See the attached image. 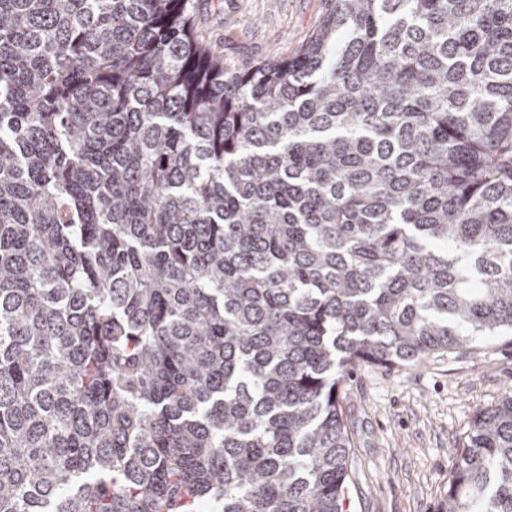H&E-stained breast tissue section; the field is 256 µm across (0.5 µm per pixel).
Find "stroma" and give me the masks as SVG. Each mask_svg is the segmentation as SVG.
I'll use <instances>...</instances> for the list:
<instances>
[{
	"mask_svg": "<svg viewBox=\"0 0 512 512\" xmlns=\"http://www.w3.org/2000/svg\"><path fill=\"white\" fill-rule=\"evenodd\" d=\"M334 0H194L193 28L225 67L280 60ZM512 392V332L415 364L360 361L338 391L352 442L347 512H435L478 412Z\"/></svg>",
	"mask_w": 512,
	"mask_h": 512,
	"instance_id": "1",
	"label": "stroma"
}]
</instances>
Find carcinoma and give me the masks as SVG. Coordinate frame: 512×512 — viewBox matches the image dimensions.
I'll return each instance as SVG.
<instances>
[{
  "label": "carcinoma",
  "instance_id": "obj_1",
  "mask_svg": "<svg viewBox=\"0 0 512 512\" xmlns=\"http://www.w3.org/2000/svg\"><path fill=\"white\" fill-rule=\"evenodd\" d=\"M0 0V512H343L337 389L512 331V0ZM438 512H512V395ZM193 29L224 67L288 58L334 8V0H193Z\"/></svg>",
  "mask_w": 512,
  "mask_h": 512
}]
</instances>
